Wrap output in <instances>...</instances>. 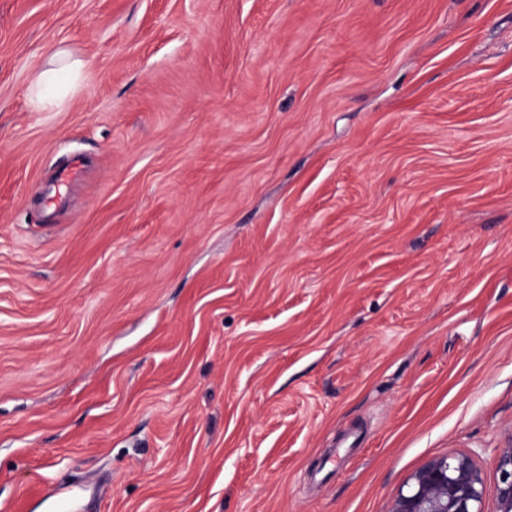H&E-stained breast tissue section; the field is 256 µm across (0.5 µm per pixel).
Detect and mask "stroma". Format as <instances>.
I'll return each instance as SVG.
<instances>
[{
  "label": "stroma",
  "mask_w": 512,
  "mask_h": 512,
  "mask_svg": "<svg viewBox=\"0 0 512 512\" xmlns=\"http://www.w3.org/2000/svg\"><path fill=\"white\" fill-rule=\"evenodd\" d=\"M510 444L512 0H0L9 512H388ZM55 60L60 66L38 72L29 86L30 100L40 110L59 107L84 68L81 59H71L63 50L56 53Z\"/></svg>",
  "instance_id": "35a3bbf8"
}]
</instances>
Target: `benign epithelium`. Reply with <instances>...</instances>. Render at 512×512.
<instances>
[{"mask_svg":"<svg viewBox=\"0 0 512 512\" xmlns=\"http://www.w3.org/2000/svg\"><path fill=\"white\" fill-rule=\"evenodd\" d=\"M494 494L498 512H512V445L500 450ZM486 484L465 454L436 458L415 471L389 512H484Z\"/></svg>","mask_w":512,"mask_h":512,"instance_id":"7a95c632","label":"benign epithelium"}]
</instances>
